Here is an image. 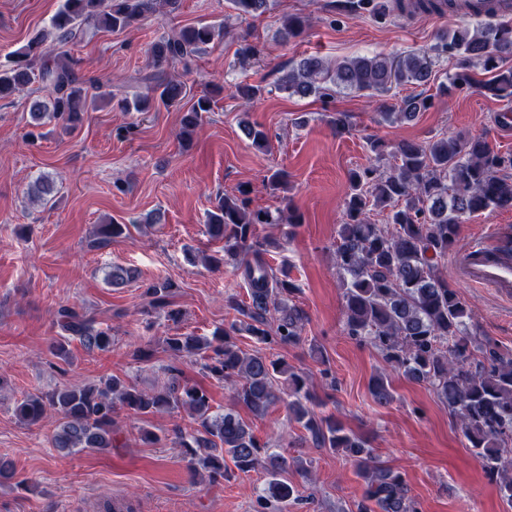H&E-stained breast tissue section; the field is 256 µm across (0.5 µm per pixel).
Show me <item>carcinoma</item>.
Instances as JSON below:
<instances>
[{
  "instance_id": "cac0c4a2",
  "label": "carcinoma",
  "mask_w": 512,
  "mask_h": 512,
  "mask_svg": "<svg viewBox=\"0 0 512 512\" xmlns=\"http://www.w3.org/2000/svg\"><path fill=\"white\" fill-rule=\"evenodd\" d=\"M176 0H62L46 28L35 33L10 63L0 68V98L39 83L44 95L29 102L33 122L46 118L74 127L86 103L104 94L88 95L98 81L81 78L70 47L91 40L101 32H122ZM492 0H393L400 13L456 12L473 7L487 21L466 24L440 36L437 50L456 59L457 71L448 77L452 89L476 87L495 98L512 96V69L501 63L512 57V26L492 21ZM241 16L259 17L268 0H230ZM220 36L213 25L188 26L159 38L151 47L156 67L180 65L188 70L194 57ZM481 67L484 80L471 68ZM433 63L428 53L398 57L356 56L335 64L308 55L283 71L277 87L290 95L328 98L335 92L384 91L394 86H426L432 81ZM151 92L169 105L186 95L181 82L155 80ZM212 99L202 96L182 117L184 142L211 111ZM427 107L418 95L403 98L389 118L410 121ZM245 135L259 150L269 135L256 125L243 124ZM376 160L390 158V170L370 164L355 171L345 200L346 219L339 225L335 262L343 287L346 328L349 335L379 349L387 363L415 381L434 388L449 411L459 420L472 453L482 468L499 476L497 490L512 504V357L495 345L468 335L471 312L438 269V260L455 244L464 219L485 210L512 209V154L496 151L489 142L473 136L463 140L440 137L424 143L402 141L392 149L371 142ZM55 190L46 177L36 179L31 193L48 201ZM247 191L224 195L207 212L206 233L224 241V255L212 258L217 266L229 265L249 290L251 304L240 309L245 320L219 328L211 337L168 336L165 348L176 356L201 362L212 377L230 386L232 403L224 411L212 410L208 391L189 385L179 370L168 366V381L160 388L140 389L117 376L97 385L65 388L49 395L27 394L16 401L15 418L37 424L52 410L57 416L52 445L70 455L112 449V427L121 409L136 416L175 413L192 419L191 431L172 430L175 443L184 448L188 463L208 472L212 480L228 476L227 462L248 474L262 469L265 486L259 491L260 512H287L288 503L300 498L298 486L288 482V457L281 446L259 443L252 426L236 410L242 405L256 419H264L279 402L287 401L290 421L300 425L319 448L341 452L366 481L367 489L356 504L357 512H416L403 475L377 460L368 441L346 429L332 416H320L307 376L259 349L243 351L236 336L245 332L270 349L301 339L308 321L305 310L290 303L298 291L288 275L278 277L264 258L275 243L259 239L258 226L299 223L298 215L279 210L252 209ZM387 212L386 223L373 224L369 213ZM125 224H103L92 240L96 247L124 235ZM135 279L132 271L115 267L108 284L122 288ZM174 284L152 281L143 294L153 309L172 321L180 312L170 308ZM62 335L52 344L59 356L67 354L70 340L87 349L112 347L109 331L96 327L94 319L70 307L58 311ZM375 399H393L388 378L371 380Z\"/></svg>"
}]
</instances>
